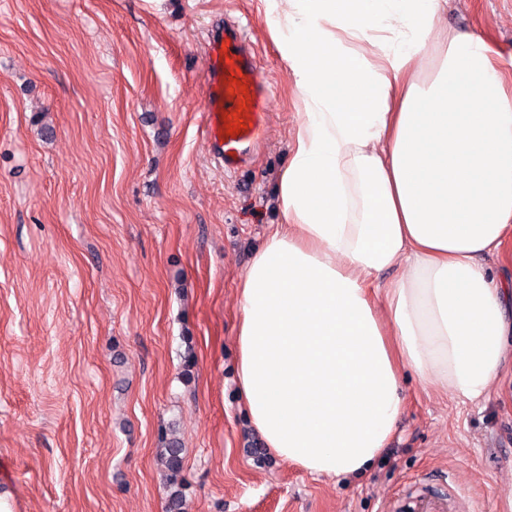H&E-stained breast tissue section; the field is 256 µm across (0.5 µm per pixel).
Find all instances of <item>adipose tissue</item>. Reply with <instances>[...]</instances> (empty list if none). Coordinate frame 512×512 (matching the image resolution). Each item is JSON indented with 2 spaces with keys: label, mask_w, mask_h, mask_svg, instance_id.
Instances as JSON below:
<instances>
[{
  "label": "adipose tissue",
  "mask_w": 512,
  "mask_h": 512,
  "mask_svg": "<svg viewBox=\"0 0 512 512\" xmlns=\"http://www.w3.org/2000/svg\"><path fill=\"white\" fill-rule=\"evenodd\" d=\"M264 4L304 110L283 222L240 287L236 383L274 456L355 476L403 412L402 370L460 403L500 381L512 279L481 258L512 243V95L487 43L435 29L448 0Z\"/></svg>",
  "instance_id": "ef3b65f1"
}]
</instances>
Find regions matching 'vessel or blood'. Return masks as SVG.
<instances>
[{
    "mask_svg": "<svg viewBox=\"0 0 512 512\" xmlns=\"http://www.w3.org/2000/svg\"><path fill=\"white\" fill-rule=\"evenodd\" d=\"M206 108L202 139L208 153L225 169L235 170L255 158L266 127L269 82L246 34L236 26L213 31L207 41ZM238 116L241 133L227 134L225 119ZM455 494L442 484L415 486L395 497L388 512H455Z\"/></svg>",
    "mask_w": 512,
    "mask_h": 512,
    "instance_id": "obj_1",
    "label": "vessel or blood"
}]
</instances>
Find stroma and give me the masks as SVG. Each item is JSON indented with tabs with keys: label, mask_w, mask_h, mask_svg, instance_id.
<instances>
[{
	"label": "stroma",
	"mask_w": 512,
	"mask_h": 512,
	"mask_svg": "<svg viewBox=\"0 0 512 512\" xmlns=\"http://www.w3.org/2000/svg\"><path fill=\"white\" fill-rule=\"evenodd\" d=\"M246 29L268 126L234 172L201 140L211 30ZM512 89V0H448ZM302 107L262 0H0V492L10 512H166L158 430L185 449V512H386L447 476L467 512H512V370L470 405L410 371L366 473L251 454L239 286L282 223ZM193 351L192 382L181 378Z\"/></svg>",
	"instance_id": "35a3bbf8"
}]
</instances>
